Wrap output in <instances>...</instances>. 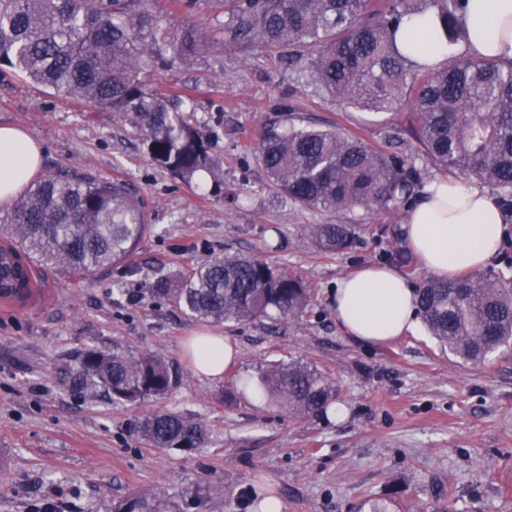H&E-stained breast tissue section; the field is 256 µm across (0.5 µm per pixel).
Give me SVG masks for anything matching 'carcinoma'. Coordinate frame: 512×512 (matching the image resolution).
Returning <instances> with one entry per match:
<instances>
[{
	"label": "carcinoma",
	"mask_w": 512,
	"mask_h": 512,
	"mask_svg": "<svg viewBox=\"0 0 512 512\" xmlns=\"http://www.w3.org/2000/svg\"><path fill=\"white\" fill-rule=\"evenodd\" d=\"M223 34L244 50L312 49V82L335 102L370 112L408 102L414 148L438 169L496 189L512 206V61L467 52L436 68L403 55L396 33L404 17L434 10L449 42H468L466 0H220ZM207 44L199 26L173 28L149 0H0V68L34 85L123 116L140 133L152 161L191 184L214 175L207 136L192 125L190 102L151 87L148 72L175 58L190 60ZM272 184L291 202L324 212L380 208L399 212L420 182L414 164L334 127L302 126L279 115L256 143ZM149 228L127 184L61 169L18 199L0 223L12 242L14 277L0 296L28 290L34 264L86 276L125 262ZM362 224H310L325 253L350 247ZM152 291L205 323L298 318L311 297L302 278L268 261L224 255L192 265ZM430 335L463 363H482L512 346V279L475 271L455 280L430 278L417 290ZM75 380L130 405L157 404L178 385L151 353L86 349ZM248 387L297 417L325 415L338 387L317 367L278 361ZM138 438L186 454L202 447V424L163 408L143 416ZM112 512H183L161 492L122 499Z\"/></svg>",
	"instance_id": "cac0c4a2"
}]
</instances>
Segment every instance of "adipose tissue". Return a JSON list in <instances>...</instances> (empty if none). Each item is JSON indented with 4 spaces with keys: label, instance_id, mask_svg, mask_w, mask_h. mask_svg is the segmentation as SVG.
<instances>
[{
    "label": "adipose tissue",
    "instance_id": "adipose-tissue-1",
    "mask_svg": "<svg viewBox=\"0 0 512 512\" xmlns=\"http://www.w3.org/2000/svg\"><path fill=\"white\" fill-rule=\"evenodd\" d=\"M469 41L448 42L432 11L405 17L400 46L413 47V60L438 65L462 51L512 59V0H468L464 12ZM42 148L25 130L0 126V205L10 204L39 173ZM409 249L438 278L485 269L504 236L503 212L489 191L454 179L431 183L404 226ZM336 321L351 338L384 345L418 325L415 292L395 268L368 266L336 283Z\"/></svg>",
    "mask_w": 512,
    "mask_h": 512
}]
</instances>
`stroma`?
Segmentation results:
<instances>
[{"instance_id":"stroma-1","label":"stroma","mask_w":512,"mask_h":512,"mask_svg":"<svg viewBox=\"0 0 512 512\" xmlns=\"http://www.w3.org/2000/svg\"><path fill=\"white\" fill-rule=\"evenodd\" d=\"M173 27L196 22L209 41L191 61L150 75L154 86L194 100L191 121L212 143L225 190L236 205L154 166L136 131L108 110L36 88L24 75H0V126L27 131L43 148V172L67 167L121 180L141 196L150 229L124 265L95 275L38 269L33 302L0 304V512H112L134 492L175 500L209 486L188 512H257L268 496L283 512H512V355L479 366L459 363L426 327L368 347L336 322L332 293L348 271L396 267L413 287L429 273L404 240L405 215L379 209L335 214L289 202L271 185L254 148L281 110L300 122L360 134L388 153L413 158L424 184L442 179L414 156L406 107L367 112L315 93L311 51L291 59L225 44L217 0H151ZM361 224L348 249L324 254L308 224ZM283 246L267 249L271 228ZM255 254L298 273L312 305L298 320L205 324L187 317L153 284L216 256ZM407 254V262L396 259ZM223 334L237 363L211 380L187 354L192 336ZM121 347L163 358L179 383L162 408L200 420L209 436L186 455L139 441L141 407L112 402L73 383L90 347ZM299 359L339 388L346 413L298 418L234 390L265 364Z\"/></svg>"}]
</instances>
